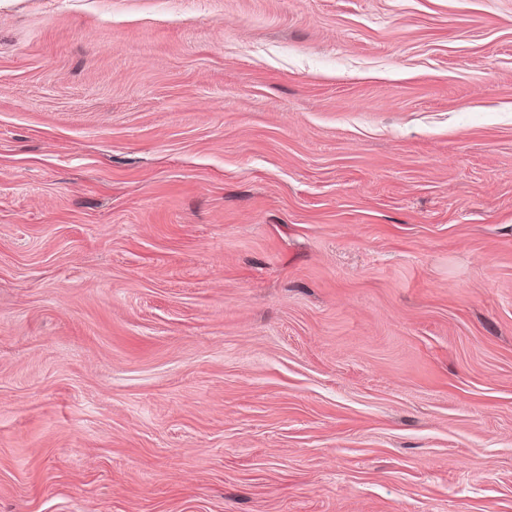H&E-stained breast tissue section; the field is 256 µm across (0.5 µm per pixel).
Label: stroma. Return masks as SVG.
Wrapping results in <instances>:
<instances>
[{
	"mask_svg": "<svg viewBox=\"0 0 512 512\" xmlns=\"http://www.w3.org/2000/svg\"><path fill=\"white\" fill-rule=\"evenodd\" d=\"M0 512H512V0H0Z\"/></svg>",
	"mask_w": 512,
	"mask_h": 512,
	"instance_id": "1",
	"label": "stroma"
}]
</instances>
